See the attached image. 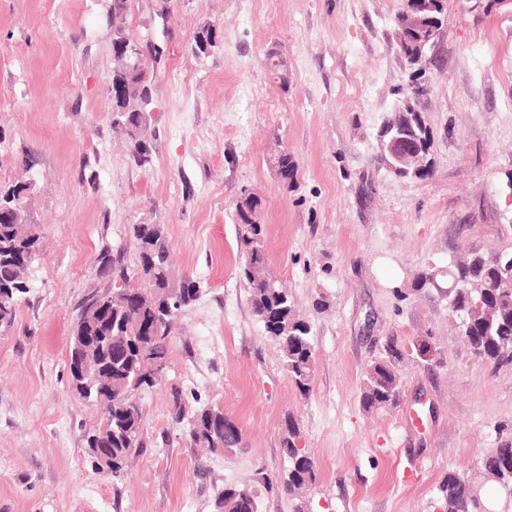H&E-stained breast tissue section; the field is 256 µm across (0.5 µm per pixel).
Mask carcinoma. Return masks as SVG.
I'll return each instance as SVG.
<instances>
[{"mask_svg": "<svg viewBox=\"0 0 512 512\" xmlns=\"http://www.w3.org/2000/svg\"><path fill=\"white\" fill-rule=\"evenodd\" d=\"M127 0H112V26L116 39L124 40ZM415 0H406L397 15L400 50L411 65L420 63L418 41L420 32L414 30ZM215 31L209 26L200 28L194 37V54H204L215 47ZM125 88V96H112L113 124L127 137L129 159L137 166L151 163L152 149L141 121L145 98L150 91L148 67L142 61L137 66H121L117 73ZM399 138V153L412 155L425 167L415 169L395 163L393 172L399 177L422 178L429 173L428 156L431 136L422 114L396 112L387 114L382 122V144ZM22 186L15 185L0 194V206L15 210L13 217L0 221V329L13 325L19 301L27 290L29 267L17 266L12 257L25 251L36 257L40 234L30 224L27 212L18 201ZM239 226L238 244L243 255L240 275L250 295L253 315L263 324L269 337L278 344L288 377L304 395L310 392L314 360L312 325L301 318L292 297L280 288L271 275L265 251V225L262 224V201L247 189H241L235 205ZM132 236L137 254L134 268L123 263L121 254L105 252L100 261L112 270V276L127 282L134 278L136 288L124 286L111 291L92 292L79 304L69 336V352L76 351L79 337L91 332L93 310L102 303H112V327L108 349L112 364L101 373L94 385L72 389L81 398L93 401L101 415L94 432L87 437L89 450H94V433L105 429L112 433V478L121 479L125 462L131 451L142 446V411L136 394L159 384L156 371L169 366V345L175 336V317L191 308L199 297L200 288L194 278L184 274L174 277L169 264V242L165 225L134 224ZM461 287L448 297V310L460 324L472 354L495 366L512 363V250L487 254H468L448 264ZM438 273L429 269L418 275L411 291L418 294L435 285ZM399 357L397 343L391 338L384 354L376 357L365 369L360 403L367 411L387 410L400 399L402 377L395 366ZM174 420L186 424L189 444L204 447L213 454H222L239 447L242 431L236 421L218 406H201L190 418H185L182 391L170 389ZM299 431L288 420L283 438L284 453L289 468L279 481V489L294 495L315 481V463L304 449L297 446ZM484 485L496 495L512 486V437L499 436L482 458ZM438 498L444 512H485L486 503L481 487L467 477L450 473L439 484ZM216 512H258L254 491L248 486L226 487L215 500Z\"/></svg>", "mask_w": 512, "mask_h": 512, "instance_id": "1", "label": "carcinoma"}]
</instances>
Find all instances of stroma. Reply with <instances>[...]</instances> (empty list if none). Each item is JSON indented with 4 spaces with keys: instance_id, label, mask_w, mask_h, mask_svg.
I'll return each instance as SVG.
<instances>
[{
    "instance_id": "obj_1",
    "label": "stroma",
    "mask_w": 512,
    "mask_h": 512,
    "mask_svg": "<svg viewBox=\"0 0 512 512\" xmlns=\"http://www.w3.org/2000/svg\"><path fill=\"white\" fill-rule=\"evenodd\" d=\"M112 0H0V188L29 184L43 246L15 322L0 329V512H214L248 486L259 512H440L451 472L476 475L512 436V365L475 359L448 316L457 256L512 247V6L442 0L419 110L430 174L396 177L379 142L394 90L403 0H129L125 33L162 47L151 63V168L112 127ZM219 39L196 56L203 25ZM288 62L280 86L263 58ZM285 146L297 169L269 162ZM263 200L269 269L314 330L312 390L288 377L239 277L235 204ZM135 224L165 225L174 275L200 297L178 322L164 384L140 391L142 448L113 481L86 445L98 412L69 386L80 301L111 288L98 257L134 259ZM401 350L399 404L365 411L362 376L389 338ZM222 407L245 448L207 454L173 422ZM316 465L301 497L278 490L287 420ZM205 466L206 477L196 475Z\"/></svg>"
}]
</instances>
